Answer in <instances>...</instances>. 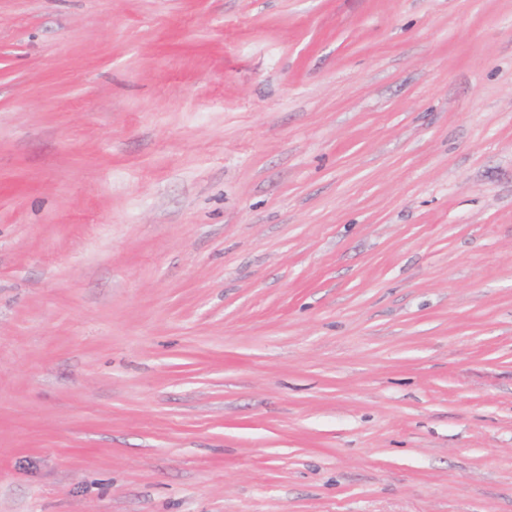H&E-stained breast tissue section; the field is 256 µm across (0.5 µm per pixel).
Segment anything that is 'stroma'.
Listing matches in <instances>:
<instances>
[{
    "label": "stroma",
    "mask_w": 512,
    "mask_h": 512,
    "mask_svg": "<svg viewBox=\"0 0 512 512\" xmlns=\"http://www.w3.org/2000/svg\"><path fill=\"white\" fill-rule=\"evenodd\" d=\"M0 512H512V0H0Z\"/></svg>",
    "instance_id": "stroma-1"
}]
</instances>
